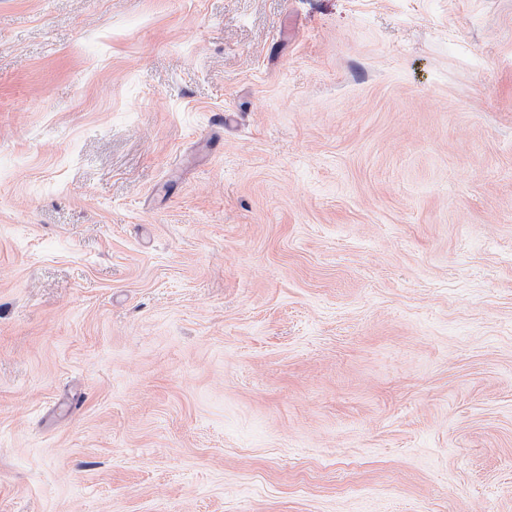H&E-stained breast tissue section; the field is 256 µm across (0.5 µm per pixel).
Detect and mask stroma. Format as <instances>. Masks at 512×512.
<instances>
[{"instance_id": "stroma-1", "label": "stroma", "mask_w": 512, "mask_h": 512, "mask_svg": "<svg viewBox=\"0 0 512 512\" xmlns=\"http://www.w3.org/2000/svg\"><path fill=\"white\" fill-rule=\"evenodd\" d=\"M0 512H512V0H0Z\"/></svg>"}]
</instances>
